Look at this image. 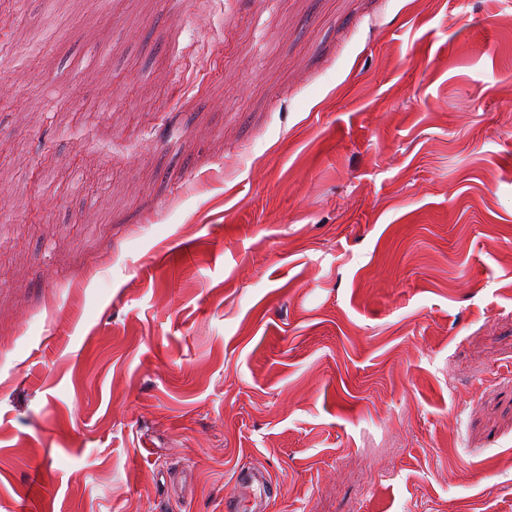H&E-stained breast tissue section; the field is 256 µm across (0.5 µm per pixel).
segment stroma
<instances>
[{"label": "stroma", "mask_w": 512, "mask_h": 512, "mask_svg": "<svg viewBox=\"0 0 512 512\" xmlns=\"http://www.w3.org/2000/svg\"><path fill=\"white\" fill-rule=\"evenodd\" d=\"M59 14L0 0V512H512V0Z\"/></svg>", "instance_id": "stroma-1"}]
</instances>
